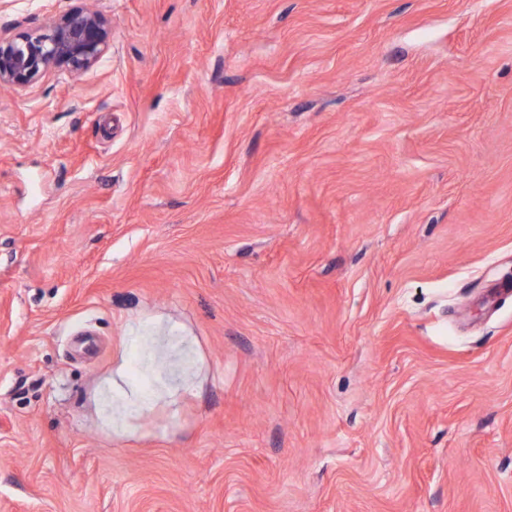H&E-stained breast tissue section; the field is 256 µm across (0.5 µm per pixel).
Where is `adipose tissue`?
I'll return each mask as SVG.
<instances>
[{
  "label": "adipose tissue",
  "mask_w": 512,
  "mask_h": 512,
  "mask_svg": "<svg viewBox=\"0 0 512 512\" xmlns=\"http://www.w3.org/2000/svg\"><path fill=\"white\" fill-rule=\"evenodd\" d=\"M170 392V386L165 383L157 385L152 391H144L128 380L125 367L120 366L100 391V414L106 423L118 430L125 426L131 408L147 406Z\"/></svg>",
  "instance_id": "1"
}]
</instances>
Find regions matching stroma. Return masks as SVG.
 I'll list each match as a JSON object with an SVG mask.
<instances>
[{
    "label": "stroma",
    "instance_id": "stroma-1",
    "mask_svg": "<svg viewBox=\"0 0 512 512\" xmlns=\"http://www.w3.org/2000/svg\"><path fill=\"white\" fill-rule=\"evenodd\" d=\"M93 5L0 88V512H512V0ZM111 36L109 19L90 6L53 16L35 31H0V86L25 89L61 70L80 75L98 63ZM171 389L168 384L162 382L151 392H145L140 386L128 380L125 363L122 361L100 391V414L114 429H122L126 425L131 408L147 406L152 401L169 395Z\"/></svg>",
    "mask_w": 512,
    "mask_h": 512
}]
</instances>
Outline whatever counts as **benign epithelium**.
<instances>
[{"label": "benign epithelium", "mask_w": 512, "mask_h": 512, "mask_svg": "<svg viewBox=\"0 0 512 512\" xmlns=\"http://www.w3.org/2000/svg\"><path fill=\"white\" fill-rule=\"evenodd\" d=\"M111 36L109 19L90 6L53 16L35 31H0V86L25 89L61 70L80 75L98 63Z\"/></svg>", "instance_id": "obj_1"}]
</instances>
